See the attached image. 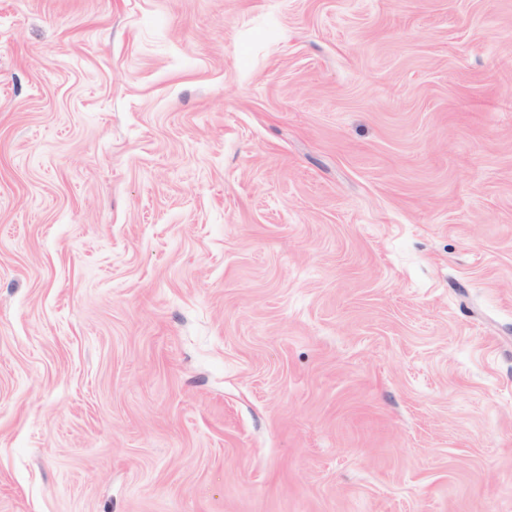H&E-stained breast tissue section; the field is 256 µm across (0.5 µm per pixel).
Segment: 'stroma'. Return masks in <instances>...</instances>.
I'll return each mask as SVG.
<instances>
[{"mask_svg":"<svg viewBox=\"0 0 512 512\" xmlns=\"http://www.w3.org/2000/svg\"><path fill=\"white\" fill-rule=\"evenodd\" d=\"M0 512H512V0H0Z\"/></svg>","mask_w":512,"mask_h":512,"instance_id":"35a3bbf8","label":"stroma"}]
</instances>
